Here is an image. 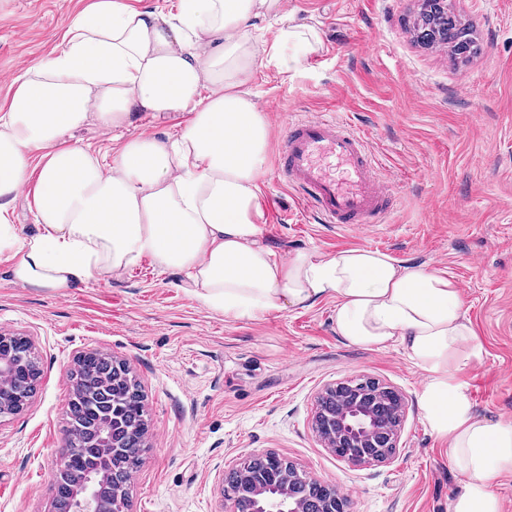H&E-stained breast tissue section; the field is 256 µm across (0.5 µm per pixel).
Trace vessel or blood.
Here are the masks:
<instances>
[{
    "label": "vessel or blood",
    "mask_w": 512,
    "mask_h": 512,
    "mask_svg": "<svg viewBox=\"0 0 512 512\" xmlns=\"http://www.w3.org/2000/svg\"><path fill=\"white\" fill-rule=\"evenodd\" d=\"M280 182L300 191L325 223L369 227L390 208V194L363 139L322 115L288 125L276 160Z\"/></svg>",
    "instance_id": "vessel-or-blood-1"
}]
</instances>
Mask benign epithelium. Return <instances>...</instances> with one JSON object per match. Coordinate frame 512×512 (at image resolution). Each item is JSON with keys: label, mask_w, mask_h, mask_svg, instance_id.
Segmentation results:
<instances>
[{"label": "benign epithelium", "mask_w": 512, "mask_h": 512, "mask_svg": "<svg viewBox=\"0 0 512 512\" xmlns=\"http://www.w3.org/2000/svg\"><path fill=\"white\" fill-rule=\"evenodd\" d=\"M423 20L420 21L418 38L434 44L445 38L440 21L448 19V0H423ZM16 373L11 350V337L0 334V389L6 387ZM341 394L336 412L332 415L316 409L313 430L324 447L336 458L353 465L375 466L391 462L400 448V433L404 418L402 396L378 380L369 377L338 382L325 388L319 397ZM94 447L100 448L117 461L131 452L121 447L113 436L112 427L104 424L98 432ZM83 444L69 438L56 464L55 479L66 474ZM280 466L288 468L286 478H278L273 485H263L253 477V469ZM238 484V498L247 504V512H306L305 496L298 492L296 482L300 473L271 450L255 449L244 455L234 467ZM105 472L99 470L88 475L77 490L73 512H127L126 501L115 491L112 498L102 494ZM328 495L321 512H347L349 497L340 487L327 485Z\"/></svg>", "instance_id": "7a95c632"}]
</instances>
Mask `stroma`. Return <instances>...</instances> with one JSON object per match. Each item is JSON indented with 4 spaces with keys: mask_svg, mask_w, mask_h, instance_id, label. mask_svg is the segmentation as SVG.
Instances as JSON below:
<instances>
[{
    "mask_svg": "<svg viewBox=\"0 0 512 512\" xmlns=\"http://www.w3.org/2000/svg\"><path fill=\"white\" fill-rule=\"evenodd\" d=\"M79 7L0 0V103ZM448 7L470 31L468 54L416 42L422 0H288L295 22L320 41L300 62H267L250 76L270 151L290 121L346 120L366 139L396 205L383 224L344 230L321 222L270 173L263 238L283 258L371 248L448 271L485 349L459 377L478 417L512 421V0ZM12 263L0 253V333L31 340L42 377L25 411L0 417V512H52L66 370L91 350L125 362L144 394L145 448L128 512H230L223 472L263 448L348 489L350 512H449L462 477L423 423V372L401 346L368 349L337 336L333 299L229 320L187 292L183 273L147 258L62 295L14 282ZM359 376L405 397L401 449L390 463L350 465L312 430L319 393Z\"/></svg>",
    "mask_w": 512,
    "mask_h": 512,
    "instance_id": "stroma-1",
    "label": "stroma"
}]
</instances>
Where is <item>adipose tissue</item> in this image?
Wrapping results in <instances>:
<instances>
[{
  "label": "adipose tissue",
  "mask_w": 512,
  "mask_h": 512,
  "mask_svg": "<svg viewBox=\"0 0 512 512\" xmlns=\"http://www.w3.org/2000/svg\"><path fill=\"white\" fill-rule=\"evenodd\" d=\"M283 8L180 0L171 13L92 0L60 45L14 79L0 112V252H13L16 282L60 294L147 257L184 272L193 296L235 320L334 298L346 342L401 345L423 371L424 420L466 476L451 512H500L492 483L512 473V422L477 417L457 377L484 351L447 271L370 248L279 259L262 241L270 124L246 88L261 61L251 29L281 17L273 46L297 61L318 40ZM142 114L178 130L162 139L133 131ZM93 119L116 130L110 152L74 142ZM25 187L39 226L27 239L9 212Z\"/></svg>",
  "instance_id": "obj_1"
}]
</instances>
